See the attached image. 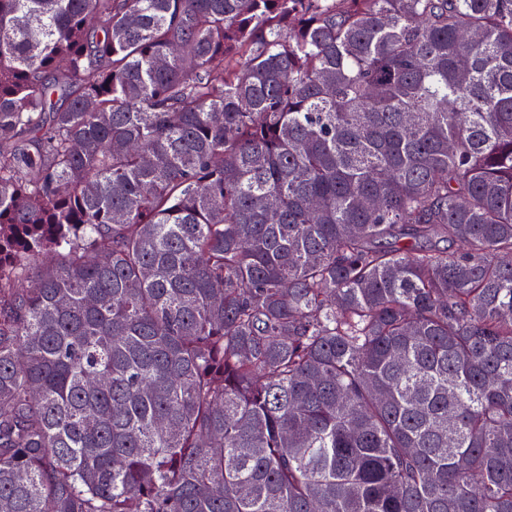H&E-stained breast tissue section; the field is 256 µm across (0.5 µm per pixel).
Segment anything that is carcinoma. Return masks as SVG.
Masks as SVG:
<instances>
[{
  "label": "carcinoma",
  "mask_w": 512,
  "mask_h": 512,
  "mask_svg": "<svg viewBox=\"0 0 512 512\" xmlns=\"http://www.w3.org/2000/svg\"><path fill=\"white\" fill-rule=\"evenodd\" d=\"M0 512H512V0H0Z\"/></svg>",
  "instance_id": "cac0c4a2"
}]
</instances>
